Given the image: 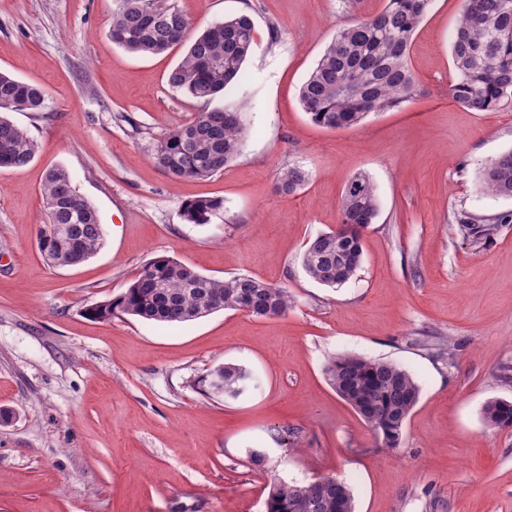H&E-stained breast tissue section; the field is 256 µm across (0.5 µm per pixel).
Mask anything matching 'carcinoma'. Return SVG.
<instances>
[{"label":"carcinoma","mask_w":512,"mask_h":512,"mask_svg":"<svg viewBox=\"0 0 512 512\" xmlns=\"http://www.w3.org/2000/svg\"><path fill=\"white\" fill-rule=\"evenodd\" d=\"M112 11V40L140 55H160L187 43L182 61L168 75L169 85L202 103L192 121L154 143L151 159L173 181L204 179L220 172L240 155L248 135L243 104L230 100L242 79L241 68L254 41V24L246 14L216 20L195 38L187 39L188 17L167 0H116ZM433 0H386L368 17L337 25L336 33L299 89L303 110L315 124L349 128L369 114L385 112L414 100L418 85L409 65L414 33ZM457 78L448 90L451 99L472 112H488L512 100V7L504 0H465L452 45ZM46 95L36 84L0 72V165L21 168L39 151L38 143L8 119L14 111L42 112ZM307 180L299 166L282 168L277 191L296 193ZM481 189L512 197V150L484 167ZM47 214L38 241L49 246L71 240L79 263L101 248L104 231L96 209L77 193L68 171H48L42 185ZM224 211V199L199 198L182 206L184 220L208 224ZM379 212L376 189L366 174L346 184L339 223L347 228L318 234L305 250L302 263L316 282L337 288L349 281L362 262L363 230ZM457 223L476 239H488L498 224L512 223V212L483 218L466 212ZM294 302L284 287L250 276L220 279L206 276L177 259L160 256L149 261L127 288L86 310L96 320L128 315L158 325H180L223 309L243 310L261 318L281 316ZM331 387L377 434L386 450L400 446L404 428L418 402L420 389L401 367L386 361L342 356L325 368ZM224 380V393L214 392V378ZM251 374L237 365L213 368L201 380L209 397L236 399L245 393ZM489 426L512 427V405L492 401L483 409ZM265 512H354L349 485L324 476L307 485L275 482Z\"/></svg>","instance_id":"carcinoma-1"}]
</instances>
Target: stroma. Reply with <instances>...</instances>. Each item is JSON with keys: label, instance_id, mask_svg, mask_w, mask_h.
Masks as SVG:
<instances>
[{"label": "stroma", "instance_id": "obj_1", "mask_svg": "<svg viewBox=\"0 0 512 512\" xmlns=\"http://www.w3.org/2000/svg\"><path fill=\"white\" fill-rule=\"evenodd\" d=\"M174 2L197 31L242 12L255 27L235 92L250 125L242 152L179 182L149 154L202 109L167 83L182 48L116 46L115 0H0V72L47 94L45 111L9 115L38 154L0 169V512H264L273 481L328 475L349 484L355 512H512V428L483 417L488 402H512V223L476 242L455 221L512 211V197L478 188L512 150V101L473 112L448 95L464 0H433L413 37L415 99L339 130L311 121L299 88L339 20L385 0ZM292 164L309 177L284 196L276 177ZM54 167L104 229L75 267L38 250ZM360 172L378 216L356 275L329 288L302 254L335 229ZM198 197L223 198V212L187 223L182 206ZM158 256L288 288L294 304L170 327L86 317ZM341 355L395 363L418 383L399 448L383 449L329 385L324 369ZM224 363L246 368L250 388L208 399L195 383Z\"/></svg>", "mask_w": 512, "mask_h": 512}]
</instances>
